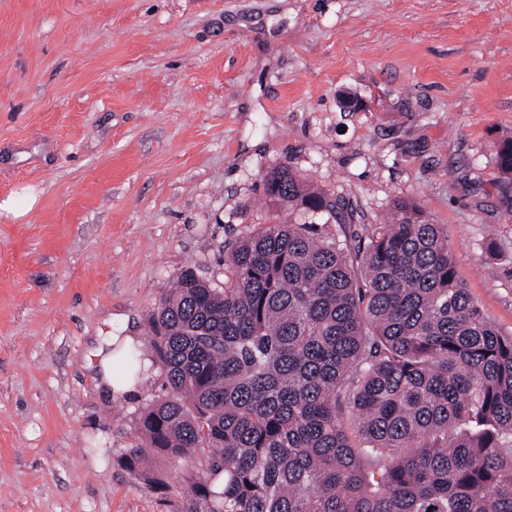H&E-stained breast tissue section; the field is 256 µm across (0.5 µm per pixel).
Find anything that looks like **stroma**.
Here are the masks:
<instances>
[{"instance_id":"stroma-1","label":"stroma","mask_w":512,"mask_h":512,"mask_svg":"<svg viewBox=\"0 0 512 512\" xmlns=\"http://www.w3.org/2000/svg\"><path fill=\"white\" fill-rule=\"evenodd\" d=\"M510 137L512 0H0V512H172L183 462L126 464L161 364L110 400L87 356L153 351L183 269L223 287L273 167L369 224L421 204L512 332ZM130 353L136 354L141 359L138 365L139 371L121 381L115 373L114 361L115 358H122ZM91 357L94 358L91 365L95 370L97 387L111 395L112 398L115 396L125 398L137 396L148 379L152 367L151 359L134 337L120 336L114 330L98 336Z\"/></svg>"}]
</instances>
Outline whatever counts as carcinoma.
Returning <instances> with one entry per match:
<instances>
[{"mask_svg":"<svg viewBox=\"0 0 512 512\" xmlns=\"http://www.w3.org/2000/svg\"><path fill=\"white\" fill-rule=\"evenodd\" d=\"M512 179V139L495 154ZM271 224L184 270L150 320L169 396L127 456L196 458L175 512H512V333L458 280L448 236L398 198L382 224L288 166ZM353 227L317 237L283 213Z\"/></svg>","mask_w":512,"mask_h":512,"instance_id":"obj_1","label":"carcinoma"}]
</instances>
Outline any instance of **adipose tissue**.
Returning a JSON list of instances; mask_svg holds the SVG:
<instances>
[{
	"label": "adipose tissue",
	"instance_id": "ef3b65f1",
	"mask_svg": "<svg viewBox=\"0 0 512 512\" xmlns=\"http://www.w3.org/2000/svg\"><path fill=\"white\" fill-rule=\"evenodd\" d=\"M130 353L141 357L138 371L127 379H119L115 373L114 361ZM91 356L99 388L114 397L130 398L138 395L152 367L151 359L144 356L141 345L134 337L123 336L114 331L99 336Z\"/></svg>",
	"mask_w": 512,
	"mask_h": 512
}]
</instances>
